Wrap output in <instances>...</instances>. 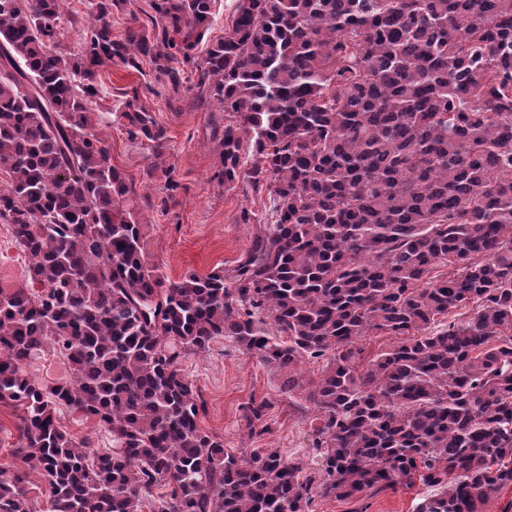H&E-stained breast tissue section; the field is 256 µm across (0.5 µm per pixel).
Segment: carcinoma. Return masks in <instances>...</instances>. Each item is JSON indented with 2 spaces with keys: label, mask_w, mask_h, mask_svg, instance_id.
Masks as SVG:
<instances>
[{
  "label": "carcinoma",
  "mask_w": 512,
  "mask_h": 512,
  "mask_svg": "<svg viewBox=\"0 0 512 512\" xmlns=\"http://www.w3.org/2000/svg\"><path fill=\"white\" fill-rule=\"evenodd\" d=\"M62 2L0 0V220L32 260L30 283L0 286V404L47 512H306L415 475L437 490L419 512H483L512 485V0H237L201 61L214 0H151L154 35L119 39L128 0H87L76 57L52 51ZM145 64L174 94L196 75L234 117L214 137L224 186L269 192L272 221L233 267L167 284L144 264L90 105L98 69ZM125 96L115 120L171 200L169 137ZM372 332L400 341L361 368ZM222 336L290 390L327 359L306 394L317 475L200 427L180 365ZM49 343L71 375L44 386L28 366ZM59 405L112 447L70 437ZM23 482L0 467V512H37Z\"/></svg>",
  "instance_id": "1"
}]
</instances>
